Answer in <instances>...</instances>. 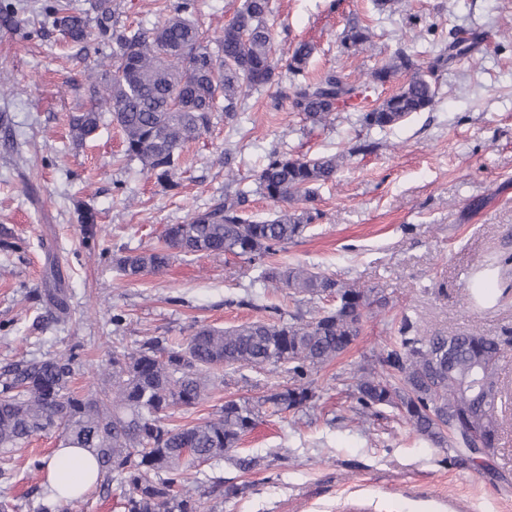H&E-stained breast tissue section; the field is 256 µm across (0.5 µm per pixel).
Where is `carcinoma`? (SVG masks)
Wrapping results in <instances>:
<instances>
[{
  "label": "carcinoma",
  "mask_w": 512,
  "mask_h": 512,
  "mask_svg": "<svg viewBox=\"0 0 512 512\" xmlns=\"http://www.w3.org/2000/svg\"><path fill=\"white\" fill-rule=\"evenodd\" d=\"M158 2L162 22L149 31L113 23L112 0H97L92 21L73 12L69 0H48L39 15L42 25L74 46L97 40L98 58L88 68L91 105L70 117L74 141L91 138L108 113L122 135L123 161L137 162L162 183L177 185L180 154L209 129L213 113H224L225 124L239 130L241 103L254 91L268 92L275 106L286 97L313 129L333 124L347 108H360L361 127L384 131L438 103L436 86L404 47L361 81L350 82L335 70L311 80L306 70L316 45L310 41L297 42L285 66L279 65L269 0H243L216 38L198 24V0ZM370 43L369 28L359 25L341 39L343 52L351 55ZM470 51L464 37L433 44V65ZM400 73L406 81L396 92L376 95ZM346 160L344 152L308 157L273 150L255 188L224 192L186 222L166 225L160 246L114 259L122 276L136 280L163 271L181 254L231 253L261 268L263 287L288 291L297 312L286 322L200 325L183 343L155 337L131 352L114 349L93 394L71 389L79 367L75 346L9 366L0 372V472L20 445L54 434L64 448L91 450L98 469L95 493L108 495L112 481H120L124 512H201L200 499L186 489L196 467L186 453L203 463L231 460L244 471L258 466L259 457L240 455L238 445L263 408L295 413L315 404L313 374L350 348L366 312L387 305L381 288L336 280L306 262L268 261L318 216V190L335 181ZM253 193L276 204L270 217L248 213ZM79 221L88 245L98 235L94 216L86 211ZM397 333L352 377L359 411L393 408L417 437L448 449L454 464L492 471L475 449L497 448L504 431L499 401L507 388L501 376L512 332L490 335L475 327L428 333L405 315ZM268 367L287 373L288 385L253 403L227 400L197 422L170 423L176 410L211 398L217 370Z\"/></svg>",
  "instance_id": "obj_1"
}]
</instances>
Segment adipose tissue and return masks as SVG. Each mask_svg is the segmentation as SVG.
I'll return each mask as SVG.
<instances>
[{"mask_svg":"<svg viewBox=\"0 0 512 512\" xmlns=\"http://www.w3.org/2000/svg\"><path fill=\"white\" fill-rule=\"evenodd\" d=\"M46 470L47 481L60 500L85 493L95 484V460L84 448L55 449Z\"/></svg>","mask_w":512,"mask_h":512,"instance_id":"1","label":"adipose tissue"}]
</instances>
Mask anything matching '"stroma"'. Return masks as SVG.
I'll return each instance as SVG.
<instances>
[{
  "instance_id": "obj_1",
  "label": "stroma",
  "mask_w": 512,
  "mask_h": 512,
  "mask_svg": "<svg viewBox=\"0 0 512 512\" xmlns=\"http://www.w3.org/2000/svg\"><path fill=\"white\" fill-rule=\"evenodd\" d=\"M40 3L0 0L17 20L0 26V227L19 245L0 249V367L76 344L82 364L73 387L90 394L114 348L132 350L152 336L179 342L201 324L265 320L271 305L295 312L287 292L261 290L257 269L231 254L181 255L136 281L121 276L112 260L153 249L166 225L184 223L226 190L253 184L272 149L309 156L347 150L335 183L319 191V218L285 256L341 281L383 288L388 304L368 313L352 346L318 371L313 408L264 415L243 438L240 454L262 456L260 468L244 472L227 461L199 467L201 512H512V433L490 459L507 478L496 487L485 471L454 465L446 449L410 433L391 410L357 423L345 385L393 342L403 316L431 332L512 329V298L486 308L467 302L470 277L491 259L505 263L500 285L512 289V0H398L390 15L372 0H270L278 58L286 59L297 41H313V78L330 69L365 78L402 43L419 49L458 31L479 41L472 55L433 70L435 111L385 132H365L354 112L308 132L288 101L275 106L267 93L252 94L243 133L229 131L219 113L186 145L174 188L120 163L122 137L110 121L73 144L69 117L90 104L91 61L59 32L33 34ZM354 23L371 30V56L343 53L341 34ZM367 137L381 148L355 153ZM86 208L98 230L91 249L78 223ZM53 258L68 290L66 318L44 301ZM258 291L264 309L245 306ZM116 314L123 317L117 325ZM287 382L278 370L241 369L209 401L179 409L175 421L211 416L230 399L257 401ZM56 446L54 436L41 435L19 448L0 474V498L32 512L44 476L29 461L49 459ZM216 476L243 493L228 498L214 491Z\"/></svg>"
}]
</instances>
